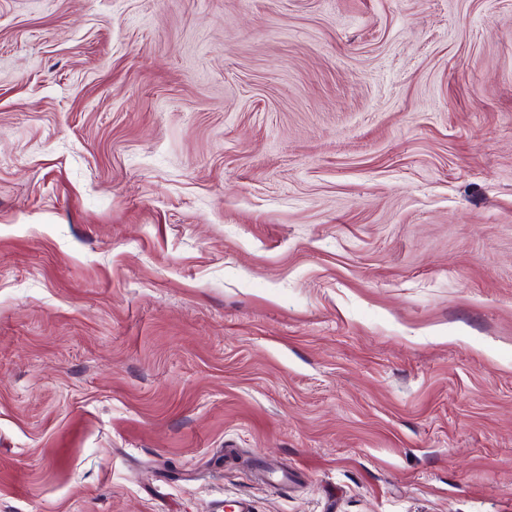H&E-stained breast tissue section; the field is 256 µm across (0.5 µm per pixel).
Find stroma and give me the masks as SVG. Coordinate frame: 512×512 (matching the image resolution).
<instances>
[{
  "mask_svg": "<svg viewBox=\"0 0 512 512\" xmlns=\"http://www.w3.org/2000/svg\"><path fill=\"white\" fill-rule=\"evenodd\" d=\"M512 512V0H0V512Z\"/></svg>",
  "mask_w": 512,
  "mask_h": 512,
  "instance_id": "stroma-1",
  "label": "stroma"
}]
</instances>
